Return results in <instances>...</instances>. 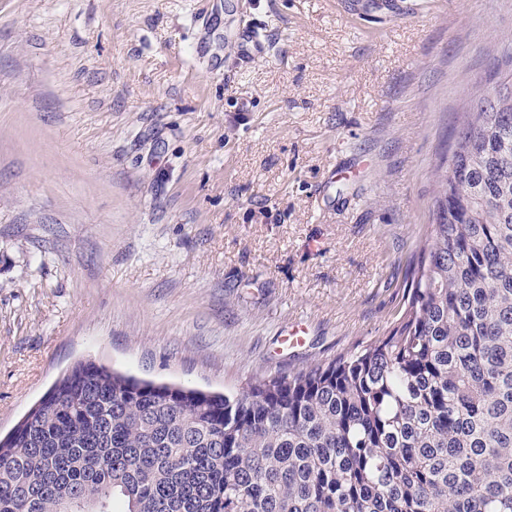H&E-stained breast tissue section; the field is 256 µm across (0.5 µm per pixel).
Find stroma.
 <instances>
[{"instance_id":"35a3bbf8","label":"stroma","mask_w":512,"mask_h":512,"mask_svg":"<svg viewBox=\"0 0 512 512\" xmlns=\"http://www.w3.org/2000/svg\"><path fill=\"white\" fill-rule=\"evenodd\" d=\"M511 42L512 0H0V434L82 359L236 394L384 335ZM265 41L257 33L256 29L249 24L242 25L237 34L235 51L237 57L242 61H250L266 53Z\"/></svg>"}]
</instances>
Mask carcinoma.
<instances>
[{"label":"carcinoma","mask_w":512,"mask_h":512,"mask_svg":"<svg viewBox=\"0 0 512 512\" xmlns=\"http://www.w3.org/2000/svg\"><path fill=\"white\" fill-rule=\"evenodd\" d=\"M463 125L386 335L236 395L80 361L0 438V512H512V98Z\"/></svg>","instance_id":"obj_1"}]
</instances>
